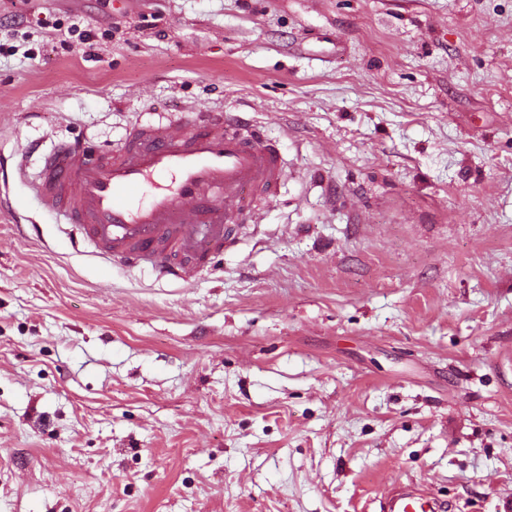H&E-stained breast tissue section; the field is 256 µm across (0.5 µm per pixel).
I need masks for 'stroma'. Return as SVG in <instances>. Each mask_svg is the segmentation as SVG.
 Here are the masks:
<instances>
[{
  "instance_id": "obj_1",
  "label": "stroma",
  "mask_w": 512,
  "mask_h": 512,
  "mask_svg": "<svg viewBox=\"0 0 512 512\" xmlns=\"http://www.w3.org/2000/svg\"><path fill=\"white\" fill-rule=\"evenodd\" d=\"M194 109L279 151L253 222L74 248L30 145ZM0 154V512H512V0H0ZM445 508L425 486L401 484L381 496L377 512H444Z\"/></svg>"
}]
</instances>
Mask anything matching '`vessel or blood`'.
Instances as JSON below:
<instances>
[{
  "instance_id": "1",
  "label": "vessel or blood",
  "mask_w": 512,
  "mask_h": 512,
  "mask_svg": "<svg viewBox=\"0 0 512 512\" xmlns=\"http://www.w3.org/2000/svg\"><path fill=\"white\" fill-rule=\"evenodd\" d=\"M282 173L278 151L249 119L202 110L191 121L138 122L107 155L85 140L62 143L44 155L34 191L102 259L185 281L223 251L231 225L251 218L254 192L273 194ZM444 510L422 485L379 500V512Z\"/></svg>"
}]
</instances>
